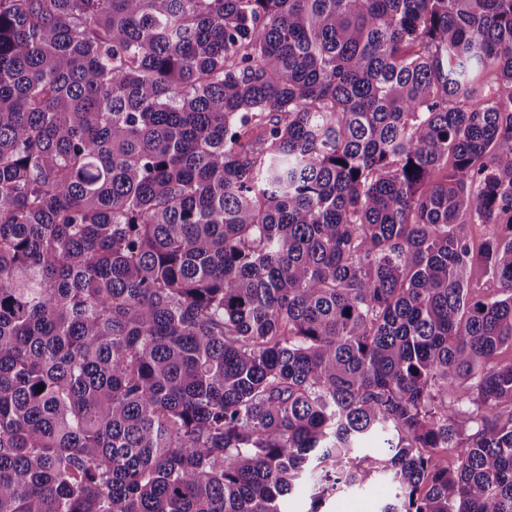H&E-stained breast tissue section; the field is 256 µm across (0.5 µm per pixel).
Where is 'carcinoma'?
<instances>
[{"label":"carcinoma","mask_w":512,"mask_h":512,"mask_svg":"<svg viewBox=\"0 0 512 512\" xmlns=\"http://www.w3.org/2000/svg\"><path fill=\"white\" fill-rule=\"evenodd\" d=\"M505 348L512 0H0V512H512ZM392 486L383 478L355 488H342L325 502L321 512H380L392 496ZM393 497V496H392Z\"/></svg>","instance_id":"1"}]
</instances>
